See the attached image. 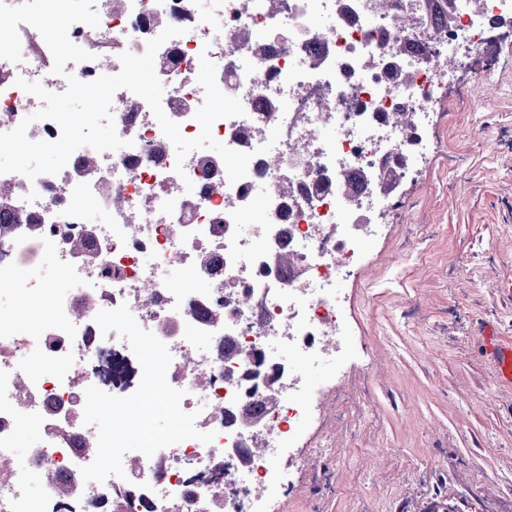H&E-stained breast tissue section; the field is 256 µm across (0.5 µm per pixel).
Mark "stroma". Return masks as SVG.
Segmentation results:
<instances>
[{
    "mask_svg": "<svg viewBox=\"0 0 512 512\" xmlns=\"http://www.w3.org/2000/svg\"><path fill=\"white\" fill-rule=\"evenodd\" d=\"M462 57L430 114L432 151L347 284L343 371L306 377L325 420L281 461L277 512H512V386L484 327L512 337V27Z\"/></svg>",
    "mask_w": 512,
    "mask_h": 512,
    "instance_id": "1",
    "label": "stroma"
}]
</instances>
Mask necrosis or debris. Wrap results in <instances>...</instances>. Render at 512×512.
Segmentation results:
<instances>
[{
	"label": "necrosis or debris",
	"mask_w": 512,
	"mask_h": 512,
	"mask_svg": "<svg viewBox=\"0 0 512 512\" xmlns=\"http://www.w3.org/2000/svg\"><path fill=\"white\" fill-rule=\"evenodd\" d=\"M381 2L285 0L274 14L268 0H120L98 26H70L92 58L61 75L39 31L19 24L21 62L0 59V133L26 119L30 140L60 136L54 121L35 119L42 103L17 78L61 93L68 77L118 73L121 52L144 53L174 26L180 35L155 54L163 113L195 138L198 64L208 59L218 88L245 110L212 135L251 159L234 183L209 152L177 161L149 103L122 89L112 116L125 147H80L58 174L33 180L0 174L13 209L42 224L0 241V297L38 294L56 266L75 282L38 324L0 314V512H265L261 499L281 488L279 463L311 414L304 377L342 361L345 284L362 266L363 240L383 231L379 215L395 209L377 187L382 165L405 154L403 179L430 152L421 127L449 72L429 55L480 53L494 24L512 19V0H453L445 27L424 22L421 0H401L397 12ZM400 16L415 22L413 46L383 49ZM394 112L409 113L410 126ZM244 129L256 132L246 143ZM88 157L98 169L84 177ZM346 171L360 175L358 188L345 187ZM82 234L92 259L69 247ZM203 253L213 266L198 265ZM214 308L222 322L200 318ZM155 385L177 413L137 447L127 436L140 424L86 409L93 390L141 412ZM62 484L74 494L62 497Z\"/></svg>",
	"instance_id": "4bbe7bcc"
}]
</instances>
